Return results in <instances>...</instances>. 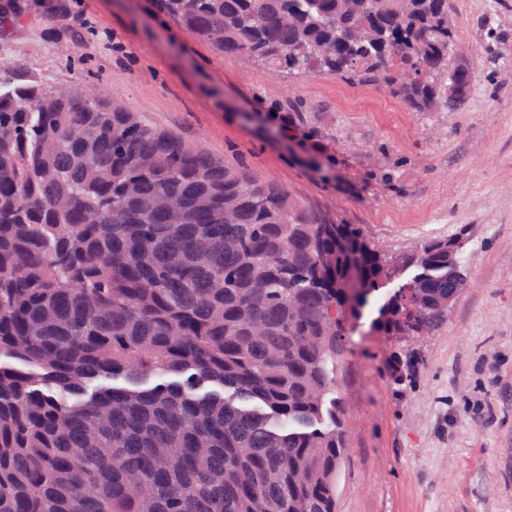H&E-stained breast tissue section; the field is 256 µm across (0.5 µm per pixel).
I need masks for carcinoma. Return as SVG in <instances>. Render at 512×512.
Returning <instances> with one entry per match:
<instances>
[{
    "label": "carcinoma",
    "mask_w": 512,
    "mask_h": 512,
    "mask_svg": "<svg viewBox=\"0 0 512 512\" xmlns=\"http://www.w3.org/2000/svg\"><path fill=\"white\" fill-rule=\"evenodd\" d=\"M161 3L225 54L416 111L472 87L448 0ZM465 245L382 253L86 83L0 76V512H336L343 337L371 305L376 336L444 318Z\"/></svg>",
    "instance_id": "carcinoma-1"
}]
</instances>
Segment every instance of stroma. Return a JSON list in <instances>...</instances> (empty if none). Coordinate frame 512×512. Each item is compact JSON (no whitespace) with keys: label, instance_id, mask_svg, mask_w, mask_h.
<instances>
[{"label":"stroma","instance_id":"35a3bbf8","mask_svg":"<svg viewBox=\"0 0 512 512\" xmlns=\"http://www.w3.org/2000/svg\"><path fill=\"white\" fill-rule=\"evenodd\" d=\"M449 19L473 89L418 112L386 84L218 52L159 0H0V64L22 82H89L381 252L465 233L467 286L445 318L344 338L336 512H512V0H450Z\"/></svg>","mask_w":512,"mask_h":512}]
</instances>
